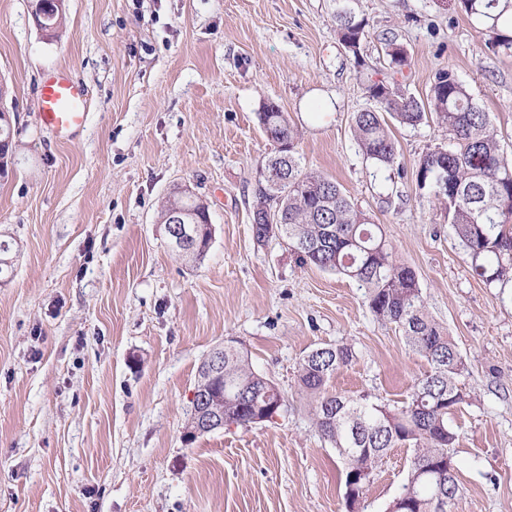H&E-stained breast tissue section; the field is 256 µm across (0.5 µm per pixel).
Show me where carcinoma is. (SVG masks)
<instances>
[{"instance_id": "obj_1", "label": "carcinoma", "mask_w": 512, "mask_h": 512, "mask_svg": "<svg viewBox=\"0 0 512 512\" xmlns=\"http://www.w3.org/2000/svg\"><path fill=\"white\" fill-rule=\"evenodd\" d=\"M457 7L489 32L488 50L512 54V0H457ZM367 26L348 0H336L339 41L357 62ZM386 55L393 73L402 72L407 59L396 40L387 41ZM367 91L375 107L355 113L353 131L363 156L379 169L392 167L396 160L384 115L413 127L433 117L448 128L452 146L425 154L418 187L445 201L448 224L472 271L489 285H512V223L502 212L512 198V162L504 157L488 113L449 67L435 74L425 103L403 93L393 80L386 85L374 81ZM258 117L266 137L279 146L288 144V154L278 149L259 164L274 181L258 179L251 210L256 240L284 237L303 262L356 282L365 290L373 315L398 328L405 343L429 365L410 400L392 409L367 394L353 397L330 390L333 375L353 358L350 347H317L302 358L298 380L312 399L318 431L343 464L345 506L359 501L373 469L390 449L406 447L413 455L401 494L410 505L398 509L392 501L386 512H436L431 507L436 484L424 481L423 472L441 476L447 490L455 487L451 448L456 433L448 415L465 402L457 386L463 370L460 352L426 309L415 272L394 258L381 226L335 180L302 167L295 149L297 133L285 113L265 103ZM266 205L279 210L281 223H263ZM173 210L184 223L199 227L195 250L184 255L198 263L210 247L208 209L191 195H175L162 211V224L170 222ZM197 387L211 398L224 396V421L240 426L254 424L265 405L278 398L271 380L251 368L247 353L231 339L224 344V377L207 378L200 368Z\"/></svg>"}]
</instances>
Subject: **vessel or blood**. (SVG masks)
Instances as JSON below:
<instances>
[{"label":"vessel or blood","mask_w":512,"mask_h":512,"mask_svg":"<svg viewBox=\"0 0 512 512\" xmlns=\"http://www.w3.org/2000/svg\"><path fill=\"white\" fill-rule=\"evenodd\" d=\"M38 101L39 123L57 136L65 137L84 127L85 90L65 76H46L39 86Z\"/></svg>","instance_id":"1"}]
</instances>
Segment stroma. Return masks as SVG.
<instances>
[{
	"label": "stroma",
	"instance_id": "stroma-1",
	"mask_svg": "<svg viewBox=\"0 0 512 512\" xmlns=\"http://www.w3.org/2000/svg\"><path fill=\"white\" fill-rule=\"evenodd\" d=\"M359 56L341 45L336 0H67L54 36L30 0H0V76L16 117L0 177V512H345L342 463L297 383L313 348L350 345L331 380L390 407L428 369L363 289L300 263L287 239L257 242L258 164L276 145L262 104L297 131L306 170L329 176L381 224L417 274L429 313L465 363L468 399L448 416L459 491L452 512H512V288L471 270L444 203L418 190L436 122H390L397 160L360 151L354 113L404 47L401 88L426 99L453 68L512 157V56L488 52L450 0H352ZM87 98L69 140L40 126L44 75ZM189 186L209 208L210 248L184 260L161 211ZM247 352L286 406L273 423L184 438L201 362L225 340ZM411 449L374 469L358 512H385Z\"/></svg>",
	"mask_w": 512,
	"mask_h": 512
}]
</instances>
